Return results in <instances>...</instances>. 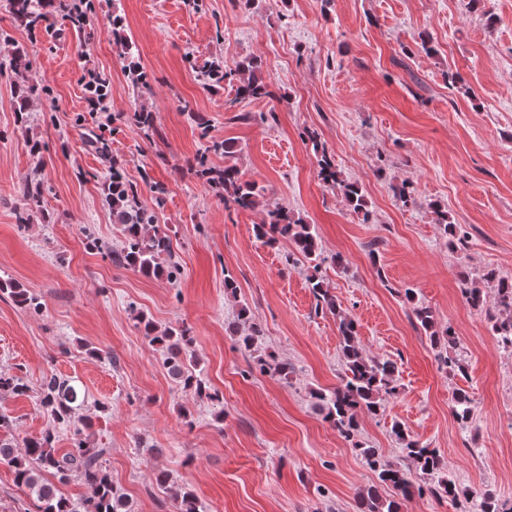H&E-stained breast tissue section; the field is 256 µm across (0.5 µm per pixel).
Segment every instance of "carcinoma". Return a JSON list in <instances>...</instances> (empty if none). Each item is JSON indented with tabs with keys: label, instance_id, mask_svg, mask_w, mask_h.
Instances as JSON below:
<instances>
[{
	"label": "carcinoma",
	"instance_id": "carcinoma-1",
	"mask_svg": "<svg viewBox=\"0 0 512 512\" xmlns=\"http://www.w3.org/2000/svg\"><path fill=\"white\" fill-rule=\"evenodd\" d=\"M91 2L78 0V3L70 5L67 0H5L4 7L16 26L37 33L58 17L80 29L90 24L88 13L91 12ZM0 42L7 48L4 58L0 59V69L7 68L16 75L31 69L30 55L23 49L11 46L9 35L1 32ZM258 68L260 65L255 59L232 66L218 60H207L197 66V74L205 86L235 80L242 96L259 99L270 95V91L256 76ZM307 139L318 156L321 180L338 188L354 212L362 214L363 220H369L370 212L363 188L344 178L315 133H308ZM212 182L224 193V202L241 210L255 208L259 191L255 184L241 179L236 165L224 166V171ZM104 199L112 206V216L121 225L124 237V246L113 255V261L145 276L157 274L161 256L173 257L170 229L158 224L156 213L140 202L137 189L125 178L121 165L115 160L112 161V176L104 186ZM41 213L43 184L32 181L26 187L23 206L15 211V221L21 226L29 224ZM434 214L435 223L448 236V247L460 251L467 249L468 235L462 225L454 223L448 211L439 206L434 207ZM255 234L269 242L276 241L278 235L287 238L305 262L311 264V268L318 269L322 255L319 237L315 225L306 223L303 217L290 215L282 208L269 210L261 223L255 225ZM482 281L483 285L479 286L473 283L469 275L460 274L462 295L471 308L486 313L492 335L503 348L512 350V278L491 269L482 275ZM309 285L316 308L335 315L338 320L343 359V373L336 388L311 391L314 409L331 423L341 437L353 443L375 475L378 487L391 488L405 500L427 491L450 501L456 512H470L467 507L469 492L451 479L442 478L433 485L426 483V479L435 478L444 469V460L435 449L422 444L403 425L393 424L391 432L404 458L413 463L411 468L392 465L384 460L381 449L354 441L359 432V415H378L385 400L398 393L397 364L391 360L370 358L359 342L356 322L340 311L328 285L316 276L309 278ZM488 288L494 290L492 304L488 300ZM0 293L27 311L38 313L42 309L39 298L14 281L1 279ZM413 314L432 345L440 349L455 348V334L449 329L444 332L438 329L430 308L416 305ZM136 320L143 326L149 345L163 350L164 366L169 375L180 382L184 389L198 396L211 400L217 398V395L207 391L204 381L196 374L198 360L193 349V338L186 331L170 328L161 331L142 313L136 316ZM231 332L244 351L251 354L259 351L264 330L249 318L246 308L239 310L238 321L231 326ZM257 362L261 370H271L284 380L292 373V366L287 363L268 362L260 355ZM28 391L29 387L21 377L0 374V392L24 396ZM40 404L50 418V425L40 436L27 441L24 452L19 453L11 443L0 441V461L14 469L17 483L34 497L39 512H131L128 500L114 488L109 474L99 463L102 451L90 447L84 437L86 422L79 411L86 405L85 390L73 379L52 376L42 385ZM452 414L463 426L471 422L472 399L466 389H456ZM60 427L69 430L72 435V448L63 454L55 447L57 429ZM74 472L80 473L91 488V495L80 502L64 497L57 487V484L67 482ZM47 474L55 481L46 479ZM157 481L169 489L176 499L177 512H203L194 494L169 484L167 473H160ZM378 487L368 490L361 497L360 512H400V503L394 498L381 496ZM477 512H512V501H503L493 490L486 489L480 494Z\"/></svg>",
	"mask_w": 512,
	"mask_h": 512
}]
</instances>
